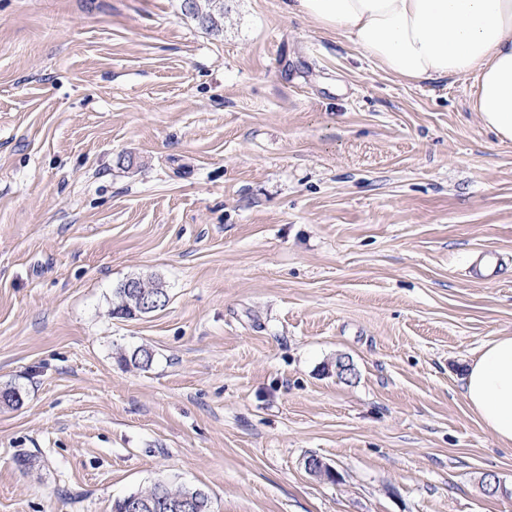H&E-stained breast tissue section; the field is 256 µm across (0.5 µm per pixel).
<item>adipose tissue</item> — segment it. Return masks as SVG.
<instances>
[{
	"label": "adipose tissue",
	"mask_w": 512,
	"mask_h": 512,
	"mask_svg": "<svg viewBox=\"0 0 512 512\" xmlns=\"http://www.w3.org/2000/svg\"><path fill=\"white\" fill-rule=\"evenodd\" d=\"M282 9L346 37L407 82L473 78V112L512 141V0H282ZM462 388L482 426L512 447V336L481 347Z\"/></svg>",
	"instance_id": "obj_1"
}]
</instances>
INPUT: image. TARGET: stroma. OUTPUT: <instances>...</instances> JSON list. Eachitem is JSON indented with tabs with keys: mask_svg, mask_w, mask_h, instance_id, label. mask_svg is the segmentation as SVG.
<instances>
[{
	"mask_svg": "<svg viewBox=\"0 0 512 512\" xmlns=\"http://www.w3.org/2000/svg\"><path fill=\"white\" fill-rule=\"evenodd\" d=\"M181 2L0 0V512L158 480L214 512H512L462 392L512 335V141L473 80L387 75L281 0L217 32ZM132 277L167 305L114 317Z\"/></svg>",
	"mask_w": 512,
	"mask_h": 512,
	"instance_id": "1",
	"label": "stroma"
}]
</instances>
